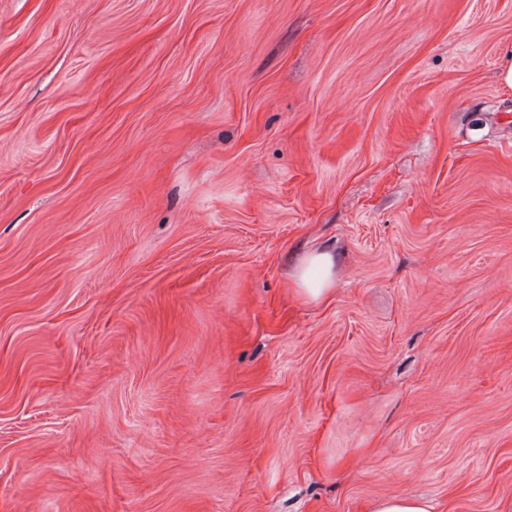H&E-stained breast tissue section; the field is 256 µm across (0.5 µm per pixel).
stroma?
<instances>
[{
	"label": "stroma",
	"instance_id": "1",
	"mask_svg": "<svg viewBox=\"0 0 512 512\" xmlns=\"http://www.w3.org/2000/svg\"><path fill=\"white\" fill-rule=\"evenodd\" d=\"M511 64L512 0H0V512H512ZM333 257L328 252L305 257L294 274L291 290L298 296L311 300H329V281ZM435 506L426 499L393 496L369 502L364 512H435Z\"/></svg>",
	"mask_w": 512,
	"mask_h": 512
}]
</instances>
